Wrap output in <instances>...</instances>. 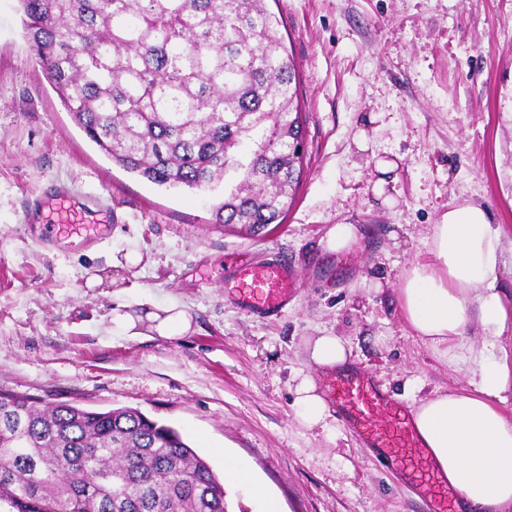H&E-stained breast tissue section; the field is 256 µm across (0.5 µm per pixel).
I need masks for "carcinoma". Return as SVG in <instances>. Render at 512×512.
Segmentation results:
<instances>
[{"mask_svg":"<svg viewBox=\"0 0 512 512\" xmlns=\"http://www.w3.org/2000/svg\"><path fill=\"white\" fill-rule=\"evenodd\" d=\"M64 107L115 163L160 186L231 175L215 223L265 233L303 173L294 57L264 0H20ZM5 512H227L224 483L174 427L133 408L0 390Z\"/></svg>","mask_w":512,"mask_h":512,"instance_id":"obj_1","label":"carcinoma"}]
</instances>
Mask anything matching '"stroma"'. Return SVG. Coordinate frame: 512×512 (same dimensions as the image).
<instances>
[{
  "instance_id": "obj_1",
  "label": "stroma",
  "mask_w": 512,
  "mask_h": 512,
  "mask_svg": "<svg viewBox=\"0 0 512 512\" xmlns=\"http://www.w3.org/2000/svg\"><path fill=\"white\" fill-rule=\"evenodd\" d=\"M298 63L304 172L281 223L254 238L213 223L223 189L158 186L112 161L62 105L30 50L20 0H0V390L92 411L130 407L176 428L216 474L238 458L280 512H426L340 419L305 428L292 376L315 337H341L356 368L404 404L407 379L467 380L399 308L403 272L468 199L503 229L500 284L512 316V0H266ZM398 162L380 176L376 163ZM383 193H376L378 178ZM99 196L101 241L45 248L26 224L34 193ZM337 224L364 235L323 249ZM300 277L281 312L235 305L244 264ZM105 282L85 285L88 273ZM119 276L121 290L110 280ZM179 304L192 330L112 334L118 304Z\"/></svg>"
}]
</instances>
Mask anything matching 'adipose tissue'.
Here are the masks:
<instances>
[{
	"instance_id": "obj_1",
	"label": "adipose tissue",
	"mask_w": 512,
	"mask_h": 512,
	"mask_svg": "<svg viewBox=\"0 0 512 512\" xmlns=\"http://www.w3.org/2000/svg\"><path fill=\"white\" fill-rule=\"evenodd\" d=\"M502 229L488 210L472 201L456 203L435 225L427 248L432 263L407 269L398 290L400 309L416 335L444 347L450 365L465 371L470 390H436L413 401V425L436 470L460 494L463 512H512V422L493 405L512 382L502 358L507 312L499 283ZM192 324L177 304L140 301L133 310L114 309L119 336H185ZM481 347L462 348L468 330ZM310 372L294 377V404L307 428L329 430L330 406L319 376L347 366L351 352L334 335L307 345Z\"/></svg>"
}]
</instances>
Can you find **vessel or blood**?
I'll return each instance as SVG.
<instances>
[{
  "label": "vessel or blood",
  "mask_w": 512,
  "mask_h": 512,
  "mask_svg": "<svg viewBox=\"0 0 512 512\" xmlns=\"http://www.w3.org/2000/svg\"><path fill=\"white\" fill-rule=\"evenodd\" d=\"M32 214L57 211L64 220L76 214L89 215L88 223L76 225L75 235L89 242L110 225L111 209L76 203L67 188L35 196ZM252 287L239 291V306L256 315H272L285 307L294 294L295 274L283 263L251 270ZM327 392L336 403V412L352 426L364 447L375 450L385 465L401 470L428 512H457L459 493L435 470L431 458L413 426L409 410L384 393L363 372L342 370L327 382Z\"/></svg>",
  "instance_id": "vessel-or-blood-1"
}]
</instances>
